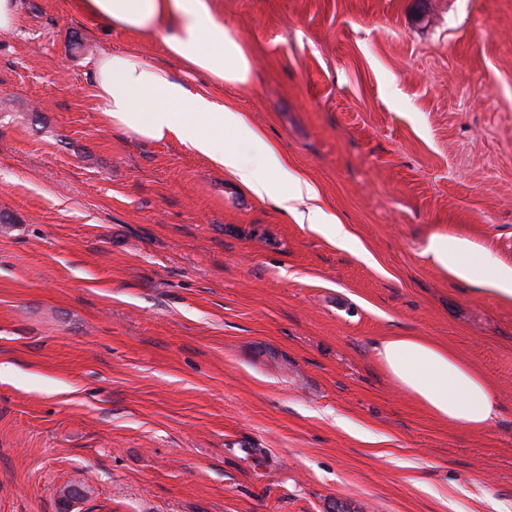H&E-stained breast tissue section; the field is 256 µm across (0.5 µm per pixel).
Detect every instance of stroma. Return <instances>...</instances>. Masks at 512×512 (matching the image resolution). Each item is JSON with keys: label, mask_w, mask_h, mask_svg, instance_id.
I'll use <instances>...</instances> for the list:
<instances>
[{"label": "stroma", "mask_w": 512, "mask_h": 512, "mask_svg": "<svg viewBox=\"0 0 512 512\" xmlns=\"http://www.w3.org/2000/svg\"><path fill=\"white\" fill-rule=\"evenodd\" d=\"M0 34V512H512V301L431 234L512 265V0H215L248 83L160 38L20 0ZM127 52L247 112L370 261L178 141L119 130L92 63ZM427 336L489 379L461 431L376 341ZM425 252L448 275L471 283L501 300H512V265L485 254L484 249L474 240L434 233L428 238ZM482 252L484 257L480 263L469 261L471 256Z\"/></svg>", "instance_id": "1"}]
</instances>
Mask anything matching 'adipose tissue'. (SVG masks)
<instances>
[{
  "instance_id": "obj_1",
  "label": "adipose tissue",
  "mask_w": 512,
  "mask_h": 512,
  "mask_svg": "<svg viewBox=\"0 0 512 512\" xmlns=\"http://www.w3.org/2000/svg\"><path fill=\"white\" fill-rule=\"evenodd\" d=\"M88 20L134 35L160 36L167 54L216 86L246 83L245 43L218 19L214 0H74ZM93 88L112 125L147 141L174 139L260 199H270L358 258L366 253L346 225L318 204L315 187L292 173L276 148L236 107L191 93L164 68L122 52L94 61ZM426 253L448 275L505 301L512 300V265L483 255L474 240L432 234ZM375 354L399 389L436 418L460 430L487 427L497 413L492 387L473 365L425 336L392 335Z\"/></svg>"
}]
</instances>
